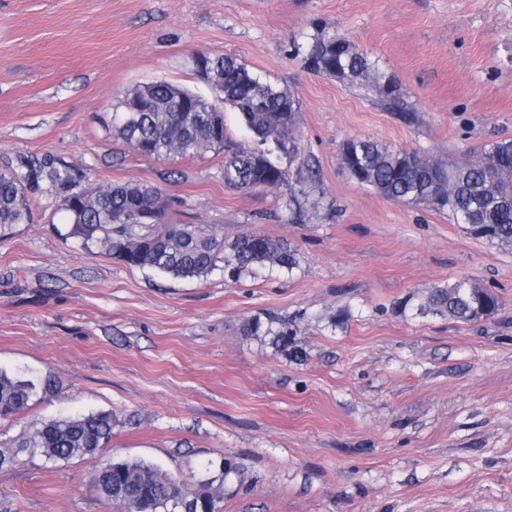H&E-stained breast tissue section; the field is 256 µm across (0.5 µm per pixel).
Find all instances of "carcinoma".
I'll list each match as a JSON object with an SVG mask.
<instances>
[{
	"mask_svg": "<svg viewBox=\"0 0 512 512\" xmlns=\"http://www.w3.org/2000/svg\"><path fill=\"white\" fill-rule=\"evenodd\" d=\"M310 71L343 81L366 84L394 112L406 111L400 86L384 76L345 36L317 28L297 47ZM194 72L215 78L218 96L209 103L202 96L167 81H153L127 92L112 105V131L135 152L157 159L195 156L224 151V185L255 189L259 182L270 187L286 184L285 171L274 155L300 156L297 114L299 102L285 87L251 71L231 55L197 53L191 59ZM240 114L262 149L245 152L229 149L224 113L218 103ZM364 177L360 183L399 202L424 203L448 211L455 220L467 212L465 230L512 248V140L495 142L463 162L433 165L428 155L415 160L401 156L371 139H351ZM39 190L59 198L56 213L69 226L68 235L81 240L87 250L98 248L129 267L151 269L181 279L206 278L219 263L241 273L254 265L271 264L293 269L296 253L280 242L249 231L232 240L202 224L169 220L172 202L161 189L144 183L90 184L67 165L24 160L0 167V230L32 220L27 190ZM500 298L491 288L462 279L434 289L425 309L463 323L494 316ZM248 336H269L276 349L296 360L303 351L296 344L299 327L291 320L279 327H264L253 320L244 325ZM58 389L51 375L34 382L0 371V419L23 413L38 393ZM117 423L111 412H91L52 418L34 430L0 443V468L12 467L27 457H48L51 462L103 453ZM98 492L112 501L118 512H218V490L213 482L187 486L182 477L141 460L118 461L95 476Z\"/></svg>",
	"mask_w": 512,
	"mask_h": 512,
	"instance_id": "1",
	"label": "carcinoma"
}]
</instances>
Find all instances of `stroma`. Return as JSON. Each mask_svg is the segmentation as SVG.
I'll list each match as a JSON object with an SVG mask.
<instances>
[{
  "label": "stroma",
  "mask_w": 512,
  "mask_h": 512,
  "mask_svg": "<svg viewBox=\"0 0 512 512\" xmlns=\"http://www.w3.org/2000/svg\"><path fill=\"white\" fill-rule=\"evenodd\" d=\"M319 24L399 84L411 120L305 69L296 47ZM196 52L298 99L301 156L280 159L296 200L225 187L223 154L157 160L114 135L112 105L136 85L213 99ZM353 138L451 163L512 140V0H0V158L157 186L171 220L258 231L298 258L175 279L84 250L55 197L30 193L32 222L0 234V370L59 387L0 420V442L110 411L113 457L191 485L232 462L219 512H512V250L353 180ZM462 278L501 296L495 317L423 311ZM274 318L295 320L304 361L243 332ZM99 466L0 469V505L115 512Z\"/></svg>",
  "instance_id": "35a3bbf8"
}]
</instances>
